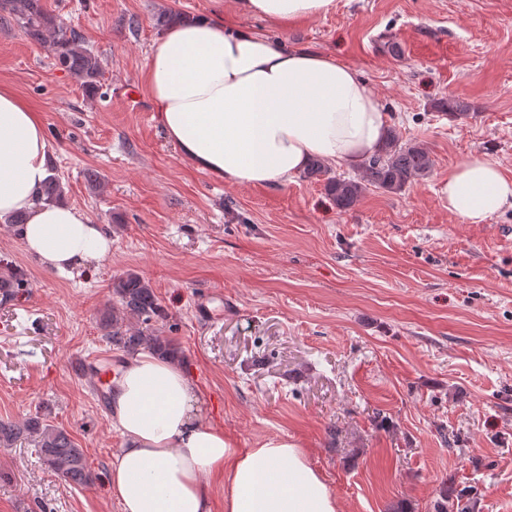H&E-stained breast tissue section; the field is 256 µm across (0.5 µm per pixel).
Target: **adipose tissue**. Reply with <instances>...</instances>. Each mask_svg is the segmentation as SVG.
<instances>
[{"instance_id": "adipose-tissue-1", "label": "adipose tissue", "mask_w": 512, "mask_h": 512, "mask_svg": "<svg viewBox=\"0 0 512 512\" xmlns=\"http://www.w3.org/2000/svg\"><path fill=\"white\" fill-rule=\"evenodd\" d=\"M238 14L282 24L329 13L336 0H235ZM159 122L179 154L230 186L294 181L313 159L354 168L377 153L389 127L367 83L335 57L225 24L213 13L169 25L145 64ZM45 125L0 84V222L43 265L67 270L105 257L112 241L74 206L42 197L50 174ZM448 211L484 224L512 208V175L483 156L448 173ZM186 371L145 352L112 388L123 437L109 484L122 512H213L208 477L224 484V512H337L334 493L303 449L283 438L239 452L197 412Z\"/></svg>"}]
</instances>
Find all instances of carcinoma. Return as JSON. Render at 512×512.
Instances as JSON below:
<instances>
[{
    "label": "carcinoma",
    "instance_id": "cac0c4a2",
    "mask_svg": "<svg viewBox=\"0 0 512 512\" xmlns=\"http://www.w3.org/2000/svg\"><path fill=\"white\" fill-rule=\"evenodd\" d=\"M0 11L7 14L25 35L47 47L58 65L71 74L85 92L95 94L102 87V64L85 47L82 34L57 21L42 0H0ZM439 112L465 116L470 103L460 99H442L434 105ZM433 160L418 143H403L395 130H389L380 152L363 164L365 178L350 180L329 175L321 160L313 161L304 177L323 182V187L341 212L354 209L367 186L390 193L402 192L413 180L431 172ZM24 285L19 270L0 278V295L7 298ZM115 303L99 318L104 338L119 350L135 353L150 349L159 356L179 357V347L166 336L156 334L152 323L166 318L163 307L149 281L136 272H127L112 283ZM22 440L35 443V452L43 463L69 485L86 486L92 482L84 449L63 428L46 423L38 415L20 422L0 421V447L10 448Z\"/></svg>",
    "mask_w": 512,
    "mask_h": 512
}]
</instances>
